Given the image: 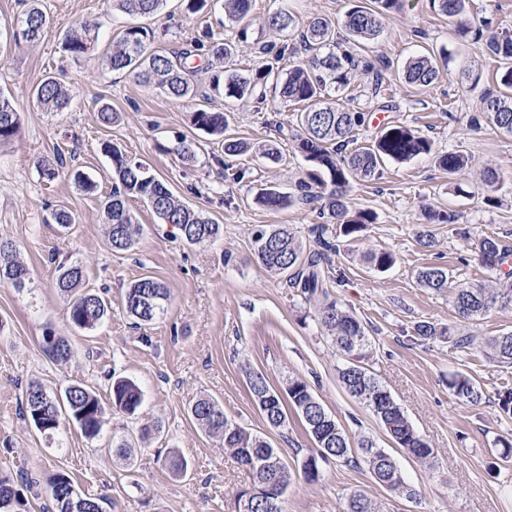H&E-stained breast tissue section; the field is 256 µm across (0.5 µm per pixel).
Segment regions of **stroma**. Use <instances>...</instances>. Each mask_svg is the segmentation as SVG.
<instances>
[{"label":"stroma","mask_w":512,"mask_h":512,"mask_svg":"<svg viewBox=\"0 0 512 512\" xmlns=\"http://www.w3.org/2000/svg\"><path fill=\"white\" fill-rule=\"evenodd\" d=\"M50 27L40 40L21 45L6 40L22 10L20 0H0V91L22 112L18 137L0 145V239L12 241L17 257L30 271L24 288L0 284V474L17 480L31 475L47 480L57 472L70 476L83 494L104 500L107 512H233V497L248 484V474L228 458L218 439L190 420L188 405L200 395L217 399L225 413L250 432L279 448L293 470H300L311 448L302 422L289 416L288 427L267 428L247 385V371L264 374L272 387L287 378L306 381L325 409L352 441L363 438L391 448L392 442L369 408L352 398L339 380L344 358L336 351L305 303L285 278L266 272L254 251L252 234L260 225L292 229L310 248L319 233L337 240L330 256L337 296L366 326L372 341L370 370L402 407L419 434L434 448L435 466L405 454L396 459L406 480L420 495L397 496L372 478L364 465L335 460L321 463L318 481L296 478L284 498V512H341L344 499L359 491L382 512H512V462L487 468L500 437L512 438V419L503 418L497 393L512 387V367L493 362L485 339L512 331V305L491 310L476 321L461 319L449 295H438L416 281L420 269L446 267L454 281L488 283V272L471 247L472 239L495 237L512 247V137L490 125L471 126L481 98L497 89L498 64L482 41L460 38L447 17L430 0H405L401 12L387 19L379 37L362 54L387 58L390 68L380 96L370 77L356 72L341 102L361 112H384L388 121L404 123L432 140V152L403 162L389 161L379 177L355 179L349 208L377 215L352 237L319 207L295 204L284 209L261 206L262 188L294 192L308 164L292 141L282 139L266 112L249 100L213 97L211 106L227 113L229 131L252 144L251 152L228 156L221 138L195 129L190 115L195 102H178L140 85L134 76L106 68L105 54L119 41L130 19L112 10L107 0H42ZM351 0H254L249 40L238 43L235 27L223 25L222 11L187 13L182 0H168L144 24L156 33L159 50L181 47L205 28L237 42L240 71L255 67L249 42L254 38L283 42L286 32L268 28L269 15L280 10L300 23L314 17L342 21ZM98 25L93 50L75 58L63 41L79 22ZM447 49L451 60L430 86L407 84L405 63L416 56ZM480 75L471 84L469 70ZM56 75L70 89V104L61 112L37 108L32 92L46 75ZM116 115L102 124L101 106ZM193 140L196 155L185 160L181 139ZM144 161L187 205L224 226L218 240L184 246L168 225L138 198L127 206L141 231L132 251H112L103 224L101 203L112 190V162L105 146ZM276 151L262 158L258 148ZM459 150L471 158L462 177L470 196L456 195L451 179L435 162L437 154ZM61 155L68 166L57 178H42L39 159ZM247 169L243 181L224 179L225 166ZM499 175L486 185V171ZM83 174L94 183L84 191L75 181ZM64 206L77 222L60 233L52 219ZM455 214L451 224L428 225L429 211ZM434 244L420 245L423 230ZM387 250L395 265L378 271L365 262L368 252ZM81 265L86 287L112 302V316L93 330H74L69 300L54 286L58 265ZM151 277L169 293L163 311L147 327L137 328L123 312L125 290ZM452 325L474 336L469 352L441 341L421 342L417 323ZM66 337L73 354L58 365L42 351L46 331ZM477 380L485 397L474 405L448 389L450 374ZM135 381L143 394L137 418L106 414L100 434L84 437L71 424L53 435L40 433L22 410V392L39 382L48 393L83 383L109 399L112 375ZM161 431L132 449L131 461L112 453V443L145 423ZM175 448L189 462L184 480L173 479L158 458ZM20 512H43L46 496L19 484Z\"/></svg>","instance_id":"35a3bbf8"}]
</instances>
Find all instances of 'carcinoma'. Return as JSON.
I'll return each mask as SVG.
<instances>
[{
  "label": "carcinoma",
  "instance_id": "obj_1",
  "mask_svg": "<svg viewBox=\"0 0 512 512\" xmlns=\"http://www.w3.org/2000/svg\"><path fill=\"white\" fill-rule=\"evenodd\" d=\"M112 7L131 16L149 17L160 12L167 0H109ZM437 10L453 20L459 37L473 36L484 39L485 50L500 63L499 93L483 99L479 114L471 123L480 126L489 123L500 132L512 136V30H490L483 24L472 25L469 17L470 0H431ZM224 20L240 26V39L247 38V19L252 0H223ZM402 9V0H355L346 12L341 26L354 43L360 45L376 39L383 30V22ZM49 24V17L39 7L37 0H28L26 9L18 16L11 34L14 43L39 39ZM272 30H296V42L276 44L253 43L254 53L260 58L255 69L246 74L231 70L212 73L209 87L217 96L226 99L253 101L258 110L280 111L267 99L268 83L279 86L280 103L296 107L294 126L279 124L278 129L296 143L298 151L310 163L305 179L296 185V193L288 195L277 188H266L257 198L259 204L272 208H285L293 203L320 205V211L340 221L344 235L361 231L376 220L374 211L366 208L351 211L345 201L346 188L356 177L371 178L388 160L406 161L432 152V141L418 130L403 124H387L371 144L357 145L356 134L367 121L364 112L351 111L336 103L335 95L345 91L352 75L360 70L372 76V94L377 96L389 68L381 56L366 57L336 41V25L329 19L317 18L301 26L288 11H280L268 18ZM154 41L151 29L134 25L124 29L119 45L106 57L105 65L113 71L135 74L138 81L157 89L174 100H192L198 93L195 80L197 71L188 66L193 56L229 60L235 55L236 45L220 42L210 29H205L187 42V47L177 52L150 49ZM96 42L95 26L79 23L64 42L65 50L78 57L86 54ZM295 55L305 56V61L288 70L280 78L279 63ZM439 75L431 56H418L406 62L403 78L406 83L426 87ZM37 104L49 112L66 108L69 89L58 78H44L34 89ZM191 124L198 130L224 137V153L230 156L248 152L252 146L237 137L225 135L228 119L224 113L211 108H197L192 112ZM21 128V113L11 100L0 93V144L13 139ZM104 150L112 160V193L106 198L103 213L108 242L114 251H130L136 244L138 225L127 207L131 198L148 203L164 224L175 229V235L187 245L211 243L223 235L224 227L187 206L160 179L151 174L141 162L124 156L116 148L105 145ZM438 166L453 176L468 166L469 157L462 152L448 151L437 156ZM66 168L59 155L43 159L41 175L55 179ZM325 228H320V249L308 250L296 235L285 227L260 226L253 232L257 258L269 272L287 277V283L300 289L305 301L312 304L320 328L331 338L337 351L348 358L339 372L346 392L365 404L379 420L393 443L421 463L434 466L435 451L416 433L404 411L390 392L366 367L372 353V340L364 324L346 311L341 301L329 292L325 270L328 254L339 245L325 238ZM472 247L484 267L494 279L500 278V267L512 250L494 237H480ZM368 263L382 271L396 262L395 256L378 250L368 254ZM25 269L16 258V246L0 240V283L22 288L25 283L16 281L17 272ZM83 268L73 264L59 269L55 288L70 297L69 319L73 327L91 330L109 315L111 302L98 292L83 289ZM417 280L421 287L435 293L451 292L457 314L465 320H475L496 304H512V282L505 281L500 288L484 284H457L448 269L441 266L419 271ZM168 300L167 289L151 277L132 282L125 291L124 307L134 324L150 325L163 310ZM416 335L422 340L448 339L456 349H467L471 337L456 333L454 327H438L430 322L415 326ZM487 346L494 362L512 366V332L491 337ZM43 350L55 363L66 362L71 354L68 341L47 331L43 336ZM249 389L268 427L283 430L288 426V410H293L304 423L314 448L306 457L301 472L308 482L319 478L318 461L334 459L339 462H362L372 477L390 492L406 498L419 496V491L406 483L392 455L369 439L354 447L346 431L325 410L315 397L310 385L299 379H290L281 392L269 384L266 377L252 371L248 374ZM448 389L472 404L483 399L479 383L464 373L448 379ZM110 403L112 410L133 417L142 403L139 387L131 380L117 377L112 381ZM24 414L35 419L39 414L53 426L61 422L76 425L87 438L98 435L102 428L105 407L94 391L82 384L67 387L59 395H49L37 382L28 384L23 396ZM189 415L207 435L222 441L224 452L246 468L249 485L239 489L234 499L233 512H283L282 490L294 479V473L281 456L279 449L263 436L253 434L232 420L224 408L211 397H200L189 406ZM165 467L176 479L189 471L188 461L176 451L167 453ZM75 489L70 477L56 473L48 479V492L54 512H104L99 501L86 496L71 500ZM20 504L14 482L0 476V512H16ZM342 512H380L377 504L364 494H350Z\"/></svg>",
  "mask_w": 512,
  "mask_h": 512
}]
</instances>
